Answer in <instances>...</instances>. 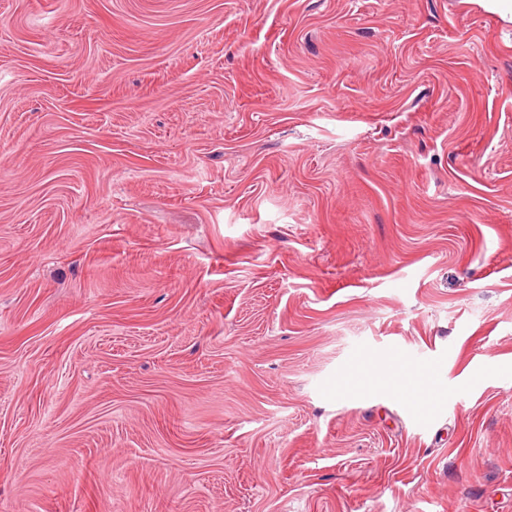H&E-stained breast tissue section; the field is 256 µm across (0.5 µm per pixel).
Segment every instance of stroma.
I'll return each mask as SVG.
<instances>
[{"label":"stroma","instance_id":"obj_1","mask_svg":"<svg viewBox=\"0 0 512 512\" xmlns=\"http://www.w3.org/2000/svg\"><path fill=\"white\" fill-rule=\"evenodd\" d=\"M0 512H512V22L0 0ZM386 383L394 388H407L408 396L430 395L436 386L435 380L421 371L396 365L386 377Z\"/></svg>","mask_w":512,"mask_h":512}]
</instances>
